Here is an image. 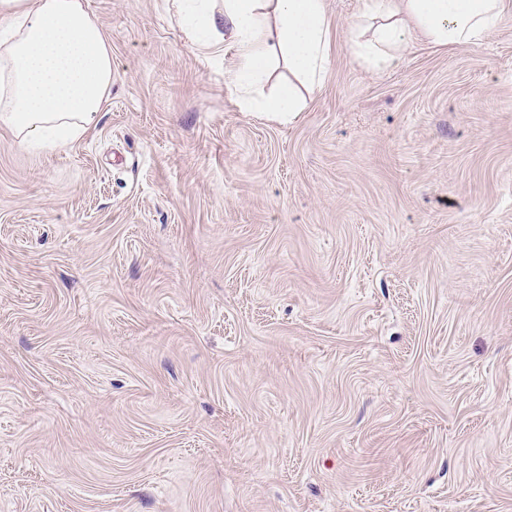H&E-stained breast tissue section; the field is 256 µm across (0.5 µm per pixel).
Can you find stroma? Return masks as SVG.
Listing matches in <instances>:
<instances>
[{"label": "stroma", "instance_id": "obj_1", "mask_svg": "<svg viewBox=\"0 0 512 512\" xmlns=\"http://www.w3.org/2000/svg\"><path fill=\"white\" fill-rule=\"evenodd\" d=\"M85 4L96 120L0 127V512H512V7L278 124Z\"/></svg>", "mask_w": 512, "mask_h": 512}]
</instances>
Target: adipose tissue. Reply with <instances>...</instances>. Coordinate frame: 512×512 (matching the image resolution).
Returning <instances> with one entry per match:
<instances>
[{"label": "adipose tissue", "mask_w": 512, "mask_h": 512, "mask_svg": "<svg viewBox=\"0 0 512 512\" xmlns=\"http://www.w3.org/2000/svg\"><path fill=\"white\" fill-rule=\"evenodd\" d=\"M193 46L233 51L230 84L242 111L290 123L330 61L324 0H174ZM507 0H367L348 46L372 72L388 70L418 40L464 49L498 30ZM281 58L294 81L253 100ZM112 51L83 0H0V125L22 144H66L101 110Z\"/></svg>", "instance_id": "obj_1"}]
</instances>
